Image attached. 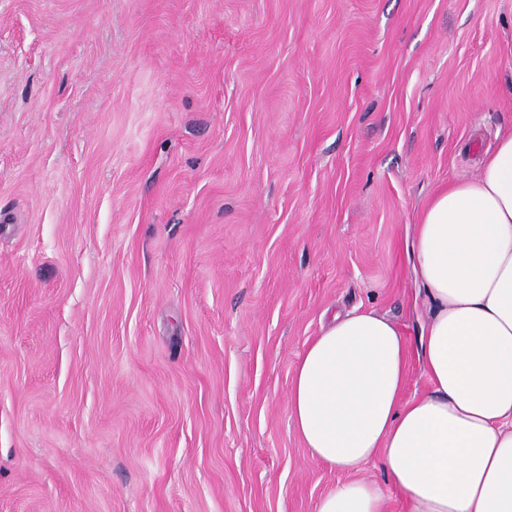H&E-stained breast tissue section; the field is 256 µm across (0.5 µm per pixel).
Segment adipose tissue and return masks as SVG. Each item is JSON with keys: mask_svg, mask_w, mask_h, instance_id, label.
<instances>
[{"mask_svg": "<svg viewBox=\"0 0 512 512\" xmlns=\"http://www.w3.org/2000/svg\"><path fill=\"white\" fill-rule=\"evenodd\" d=\"M407 250L427 308L416 346L384 315H334L299 356L289 419L352 472L317 512H512V134L423 208ZM429 382L408 394V356ZM380 461L385 483L357 477Z\"/></svg>", "mask_w": 512, "mask_h": 512, "instance_id": "ef3b65f1", "label": "adipose tissue"}]
</instances>
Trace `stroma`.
<instances>
[{
    "label": "stroma",
    "instance_id": "obj_1",
    "mask_svg": "<svg viewBox=\"0 0 512 512\" xmlns=\"http://www.w3.org/2000/svg\"><path fill=\"white\" fill-rule=\"evenodd\" d=\"M512 131V0H0V512H315L334 314Z\"/></svg>",
    "mask_w": 512,
    "mask_h": 512
}]
</instances>
